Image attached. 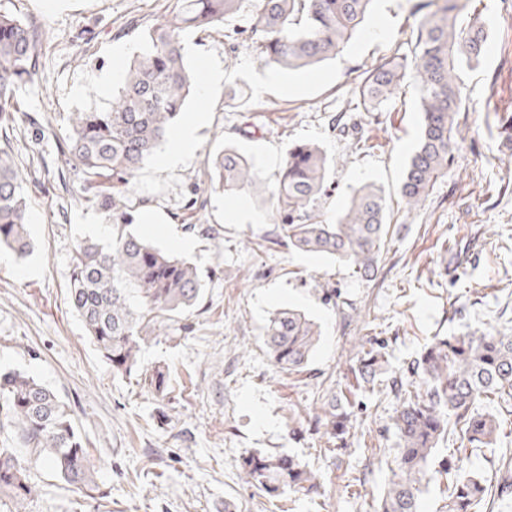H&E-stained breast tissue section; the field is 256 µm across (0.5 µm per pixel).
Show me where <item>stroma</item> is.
<instances>
[{"label":"stroma","mask_w":512,"mask_h":512,"mask_svg":"<svg viewBox=\"0 0 512 512\" xmlns=\"http://www.w3.org/2000/svg\"><path fill=\"white\" fill-rule=\"evenodd\" d=\"M418 0L387 6L397 21L388 46L341 64L337 81L310 98L263 94L248 82L222 83L205 143L180 185L164 194H133V231L178 252L204 279V296L175 337L142 345L143 368L167 364L170 400H157L138 372L113 374L68 300L78 243L104 241L106 214L94 190L65 166L62 140L70 113L104 106L99 77L144 52L143 31L175 0H0L1 12L37 21L44 32L40 65L12 110L8 148L26 178L32 249L0 262V369L49 385L67 403L96 463L100 492L89 497L35 466L41 486L28 512H375L392 472L397 408L394 376L407 373L433 337L468 331H512V148L499 125L512 112V0H488L489 48L462 68L464 88L456 137L459 151L423 206L409 208L403 173L420 135L412 84L379 112L350 110L367 69L413 37ZM257 0H244L222 25L195 30L191 43L216 50L231 71L247 49L224 38L248 29ZM343 119L338 133L334 119ZM256 133L244 135L245 124ZM370 147L358 149V139ZM319 143L332 161L331 186L319 203L335 222L354 188L382 187L393 239L368 278L329 257L299 251L277 235L263 188L234 195L213 189L207 159L225 147L251 159L267 183L290 145ZM156 224L150 232L148 224ZM292 307L317 323L319 344L304 372L276 369L261 342L270 316ZM371 337L385 347L388 370L359 397L345 448L306 426L321 412L320 396L343 387L354 345ZM499 423L495 446L475 448L466 467L496 484L502 452L512 451V404L482 402ZM285 452L313 471L317 494L288 492L267 500L241 479L250 452Z\"/></svg>","instance_id":"1"}]
</instances>
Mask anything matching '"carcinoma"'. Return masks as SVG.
I'll return each mask as SVG.
<instances>
[{"label": "carcinoma", "instance_id": "cac0c4a2", "mask_svg": "<svg viewBox=\"0 0 512 512\" xmlns=\"http://www.w3.org/2000/svg\"><path fill=\"white\" fill-rule=\"evenodd\" d=\"M242 0H179L160 24L147 30L149 48L129 64L122 85L107 107L72 112L62 156L66 166L96 187L112 209L128 208L129 194L147 155L165 140L166 125L181 113L192 82L181 51L184 30L213 27L236 12ZM436 9H430V6ZM370 0H259L243 41L261 60L284 69L309 67L336 54L368 12ZM417 19L411 55L385 60L368 71L358 88L354 110L377 112L409 82L417 92L421 135L401 186L406 204L420 206L430 187L448 175L454 161V125L463 101L457 71L480 61L488 34L482 10L471 2L428 0ZM43 32L32 19L0 14V133L15 117L9 107L20 88L39 68ZM210 181L227 194L262 184L260 171L236 149L226 147L212 159ZM330 161L315 143L288 148L274 185L266 187L282 239L296 249L338 259L354 273L368 275L393 231L387 224L384 190L365 185L334 224L315 213L326 194ZM24 178L12 156L0 149V248L24 258L31 251ZM102 243L82 242L72 258L69 299L100 356L112 372L137 370L141 344L161 332L186 328L183 320L203 297L197 268L155 247L123 221L108 225ZM319 340L317 325L305 315L281 309L269 319L263 336L271 363L285 372H302ZM385 364L368 339L357 346L348 371L355 384L322 395L323 416L315 431L342 441L358 405V392L374 382ZM422 385L393 380L399 401L393 420L398 436L393 478L378 512H419L418 501L429 483V463L439 441L459 438L464 445L444 463L448 490L446 512H476L488 494L486 480L458 462L469 448L496 443L499 424L476 405L492 397L512 400V334L478 331L436 337L410 367ZM155 397L168 395V368L145 372ZM26 448L0 446V496L27 512L35 492L31 464L51 471L79 491L95 488V466L78 434L68 407L57 394L22 372H0V430ZM241 477L268 499L288 491L314 493L316 476L286 453H249Z\"/></svg>", "mask_w": 512, "mask_h": 512}]
</instances>
